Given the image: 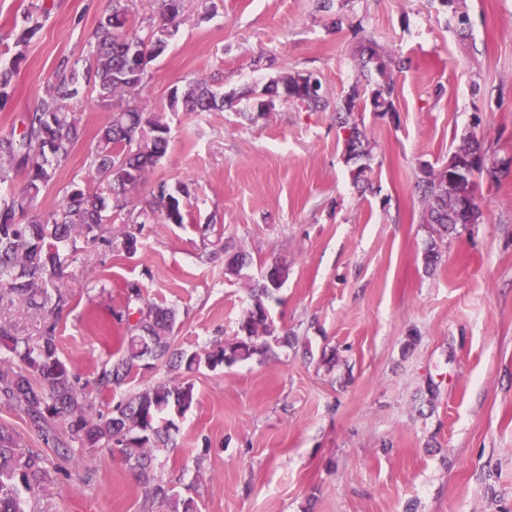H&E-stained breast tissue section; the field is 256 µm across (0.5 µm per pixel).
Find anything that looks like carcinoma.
<instances>
[{
    "label": "carcinoma",
    "instance_id": "1",
    "mask_svg": "<svg viewBox=\"0 0 512 512\" xmlns=\"http://www.w3.org/2000/svg\"><path fill=\"white\" fill-rule=\"evenodd\" d=\"M132 6L133 0H112L111 12L91 34L92 60L85 71L80 74L68 58L60 59L47 80L40 104L24 116L22 132L0 137V184L11 181L12 173L18 170L25 173L20 191L10 200L0 202V290L20 296L33 306L49 304L57 317L68 304L60 248L73 241L76 233L96 240L101 226L110 221L109 212L124 207L125 196L142 183L144 174L168 148L169 126L160 113L146 110L141 103V91L148 63L165 53L170 36L168 24L184 10L185 0H158L162 24L149 27L144 35L131 22ZM22 59L20 53L11 66L0 68L1 104L10 97ZM376 70L381 81L373 83L365 78L366 85L352 87L336 103V111L348 115L368 107L383 114L394 111V83L383 66ZM301 80L314 82L306 107L311 111L327 109L330 101L322 84L310 75L273 79L266 91H279L285 86L296 89ZM83 84L96 93L101 106L108 105L117 95L127 97L123 109L109 113L94 148L92 180L102 188L74 185L48 218L20 223L16 216L34 206L79 140L81 114L75 111L72 101ZM235 106L234 95L214 87L205 78L194 81L181 93L173 90L169 97L172 111L215 112ZM341 128L345 131L346 162L354 165V182L367 184L371 167L366 163L369 151L364 144L365 136L346 119L341 121ZM463 152L478 153L480 144L475 138H468L447 164L436 169L427 167L418 183L423 203L421 221L431 225L440 236L459 224H475L481 216L464 207L474 192V179L462 175L448 182V172L458 167ZM150 206L163 213L170 223H184L180 201L165 185L158 186ZM139 234L138 216L131 211L121 233V248L129 254L136 253ZM224 253V275L241 277L248 255L227 248ZM287 279L288 264L273 262L262 279L249 288L251 303L239 322L237 336L202 353L174 348V311L146 301L138 284L127 285L124 310L116 314L118 322L125 325L124 334L113 358L96 377L97 394H110L128 385L152 361L164 360L175 371L193 373L263 356L271 350L273 342L288 345V337L276 334L268 309V302ZM47 280L56 283L54 298L42 291V283ZM0 347L18 357V365L0 367V398L16 404L38 425L52 418H64L71 439L85 446H119L152 502L166 507L167 512H198L194 498L176 493L158 474L153 454V449L172 442V430L176 429L172 416L183 415L193 405V384L149 385L118 403L112 412L94 413L90 392L79 385L74 369L58 355L55 323H49L33 343L0 325ZM51 481L43 459L23 451L14 432L0 426V512H25L21 490L31 492Z\"/></svg>",
    "mask_w": 512,
    "mask_h": 512
}]
</instances>
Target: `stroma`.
<instances>
[{
    "mask_svg": "<svg viewBox=\"0 0 512 512\" xmlns=\"http://www.w3.org/2000/svg\"><path fill=\"white\" fill-rule=\"evenodd\" d=\"M111 0H0V64L23 54L0 136L21 131L60 58L84 70ZM42 28L16 37L28 14ZM373 41L395 82V109L350 120L365 135L370 184L357 186L334 105L362 82ZM318 78L332 106L278 102L238 111H171L173 89L204 76L242 102L272 79ZM141 97L170 128L166 155L112 213L101 237L76 236L59 319L0 293V323L37 339L57 323L60 358L94 380L119 345L123 288L176 312L175 345L233 339L249 288L273 261L289 275L268 304L289 345L192 375L196 401L176 418L158 472L199 512H512V0H186ZM110 108L76 102L81 137L26 219L46 218L90 153ZM477 137L478 223L437 237L416 190L427 165ZM187 188L185 220L146 203L159 183ZM142 211L141 245L117 242ZM436 245L441 259L426 267ZM248 252L224 275V249ZM39 452L51 484L25 512H162L117 450L69 441L0 403V425Z\"/></svg>",
    "mask_w": 512,
    "mask_h": 512,
    "instance_id": "stroma-1",
    "label": "stroma"
}]
</instances>
